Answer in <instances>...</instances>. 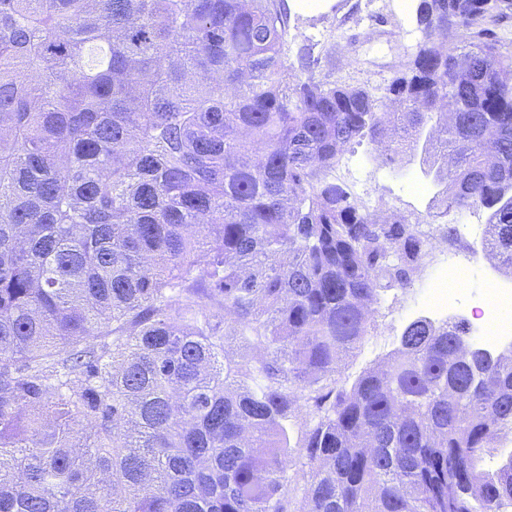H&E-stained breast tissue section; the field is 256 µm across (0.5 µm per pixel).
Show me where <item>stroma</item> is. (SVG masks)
Segmentation results:
<instances>
[{
  "label": "stroma",
  "instance_id": "stroma-1",
  "mask_svg": "<svg viewBox=\"0 0 512 512\" xmlns=\"http://www.w3.org/2000/svg\"><path fill=\"white\" fill-rule=\"evenodd\" d=\"M289 34L297 44L310 47L321 60V75L352 87H363L382 97L393 76L401 70L422 40L412 7L406 0H320L312 7L291 0ZM349 170L343 171L345 185L366 184L367 194L356 202L372 212H389L411 223L429 225L438 231L443 224H485L484 210L444 211L434 202L436 187L420 171L418 161L387 164L376 159L370 144L353 146L347 153ZM481 235L440 240L446 252L459 259H474L476 281L493 288L512 286V275L498 271L493 259L481 250ZM441 285L436 269L413 277L410 284L385 293L377 307L375 331L347 357L336 374L339 382L352 383L361 373L377 366L395 349L404 326L427 315V290Z\"/></svg>",
  "mask_w": 512,
  "mask_h": 512
}]
</instances>
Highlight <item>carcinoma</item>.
Returning a JSON list of instances; mask_svg holds the SVG:
<instances>
[{"mask_svg": "<svg viewBox=\"0 0 512 512\" xmlns=\"http://www.w3.org/2000/svg\"><path fill=\"white\" fill-rule=\"evenodd\" d=\"M501 2L418 0L382 101L288 62L285 0H0V512L512 507V357L467 320L336 386L431 244L336 182L351 146L512 272Z\"/></svg>", "mask_w": 512, "mask_h": 512, "instance_id": "carcinoma-1", "label": "carcinoma"}]
</instances>
